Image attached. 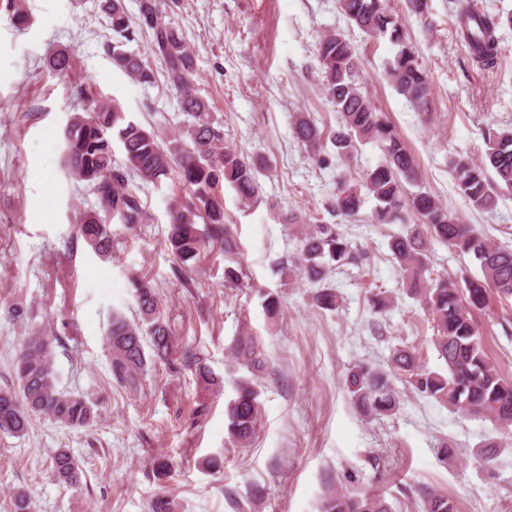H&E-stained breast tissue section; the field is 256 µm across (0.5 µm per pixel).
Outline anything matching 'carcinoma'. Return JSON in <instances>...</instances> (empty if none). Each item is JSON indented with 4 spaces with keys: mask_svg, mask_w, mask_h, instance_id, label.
Returning <instances> with one entry per match:
<instances>
[{
    "mask_svg": "<svg viewBox=\"0 0 512 512\" xmlns=\"http://www.w3.org/2000/svg\"><path fill=\"white\" fill-rule=\"evenodd\" d=\"M164 0H138V14H128L124 0H99V12L116 35L108 45L112 61L140 84L155 82L153 70L142 56L128 48L139 33L152 34L153 51L163 61L167 85L177 95L178 111L185 118L174 130L163 134L130 120L117 106L96 104L70 115L63 129V160L69 178L84 184L100 207L83 213L77 233L98 255L112 249L110 224L128 229L147 220L139 192L161 185L173 170L180 173L188 199L171 205L167 247L181 274L191 270L206 242L234 251L235 241L224 218V186H231L241 203L258 193L255 165L224 140V125L214 117L212 105L193 79V53L183 33L162 21ZM338 8L350 25L370 37H386L397 51L387 63L386 74L398 94L420 111H427L433 94L430 78L420 62L417 48L386 6V0H338ZM458 33L468 46L472 60L492 69L502 53L499 28L512 26V15L490 16L470 0H455ZM322 91L340 115L339 129L324 134L313 119L302 114L294 123V134L308 156L325 168L351 157L367 143L382 151V159L355 183L341 179L332 195L331 211L353 216L366 199L375 201L374 221L401 224L402 231L390 236L388 247L397 264L403 288L420 303L431 318V344L444 364L441 371L425 367L416 348L394 347L388 367L363 364L348 376L355 406L365 417L396 413L400 398L393 378L403 379L422 398L442 404L463 417H478L493 423L502 435L512 431V379L504 378L490 361L485 342L472 313L487 307L490 293L512 299V250L477 231L433 195L420 189L418 164L395 127L370 101L359 82L360 58L352 43L339 32L328 33L316 43ZM49 68L65 75L71 57L60 50L49 60ZM122 145L124 159H114L112 137ZM329 139L332 150L323 141ZM456 186L468 205L477 211L493 210L500 197L512 194V129L488 138V149L478 163L451 159ZM415 187L411 192L408 187ZM421 223L407 221L408 212ZM206 224L200 230L198 223ZM438 242L456 253L471 257L480 276L459 281L436 276L428 245ZM353 250L334 224H318L302 234L295 268L313 284L322 282L332 267L356 262ZM138 304L137 318L115 313L107 330L111 372L119 383H129L156 360L167 361L173 336L166 303L141 278L132 280ZM312 303L325 310L339 306L336 289L323 287L312 293ZM233 363L256 374L263 370L262 352L251 336L238 337L229 350ZM171 366L196 372L207 386L218 385L203 359L185 353ZM17 386L0 388V433L25 434L34 416H44L70 428H88L98 418L97 404L85 396L65 395L57 390L54 351L49 337L33 332L19 344L14 361ZM236 396L228 403L229 440L238 446L249 443L260 413L259 391L254 379L236 380ZM509 442L489 438L480 451L489 463L507 449ZM53 474L62 485L78 487L81 469L65 448L53 457ZM414 512H456L447 497L423 490L411 502ZM321 512H392L391 505L376 493L334 492L325 497Z\"/></svg>",
    "mask_w": 512,
    "mask_h": 512,
    "instance_id": "cac0c4a2",
    "label": "carcinoma"
}]
</instances>
